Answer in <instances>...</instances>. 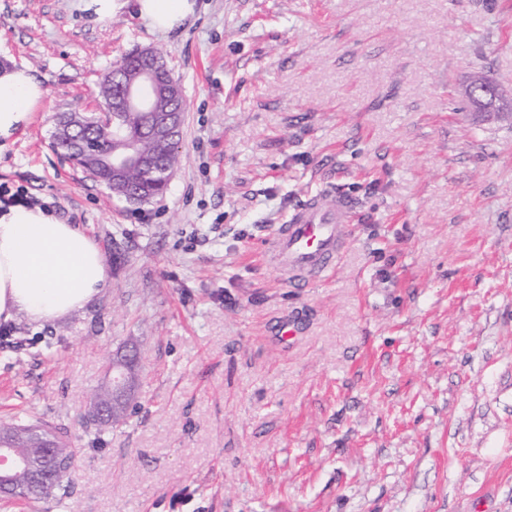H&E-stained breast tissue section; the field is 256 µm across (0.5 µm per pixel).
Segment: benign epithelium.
I'll use <instances>...</instances> for the list:
<instances>
[{
    "instance_id": "7a95c632",
    "label": "benign epithelium",
    "mask_w": 512,
    "mask_h": 512,
    "mask_svg": "<svg viewBox=\"0 0 512 512\" xmlns=\"http://www.w3.org/2000/svg\"><path fill=\"white\" fill-rule=\"evenodd\" d=\"M138 56L139 66L134 76H122V91L112 96L110 103L105 106V111L90 115V119L110 126L114 117L123 112L143 110L162 113L161 118L147 131V137L154 143L153 153L144 154L135 149L127 152L119 147L103 149L93 140L80 139L74 135V130L79 124L67 114L58 117L52 134L53 143H65L88 162L109 169L112 172V182H106L104 186L110 191L117 186L124 187L126 199L133 205L143 203V198L139 191L123 181L126 171L131 167L155 171L156 158L168 154L177 141L183 118V89L167 68L162 66L160 53L152 48H144L139 50ZM463 92L467 98L477 103L487 98L505 103V91L498 85L488 84L482 75L473 76ZM138 362L137 350L128 345L122 346L113 357L106 375L105 385L112 392V400H91L84 416L91 421L106 420L115 407L132 397L136 389L135 370ZM21 472L32 474L38 482L49 483L55 479L50 470L39 469L38 465L27 458L15 457L11 448L1 445L0 492L10 489Z\"/></svg>"
}]
</instances>
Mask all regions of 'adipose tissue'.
Returning a JSON list of instances; mask_svg holds the SVG:
<instances>
[{"label":"adipose tissue","mask_w":512,"mask_h":512,"mask_svg":"<svg viewBox=\"0 0 512 512\" xmlns=\"http://www.w3.org/2000/svg\"><path fill=\"white\" fill-rule=\"evenodd\" d=\"M128 5L159 31L180 26L194 11L192 0H84L100 18ZM45 95L28 69L0 68V143H11L30 123ZM108 284L98 247L73 225L37 205L0 208V320L51 322L83 309Z\"/></svg>","instance_id":"1"}]
</instances>
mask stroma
I'll return each instance as SVG.
<instances>
[{
  "label": "stroma",
  "instance_id": "stroma-1",
  "mask_svg": "<svg viewBox=\"0 0 512 512\" xmlns=\"http://www.w3.org/2000/svg\"><path fill=\"white\" fill-rule=\"evenodd\" d=\"M164 53L186 108L162 197L130 205L57 156L122 55ZM46 91L0 152L100 249L78 313L0 339V420L78 450L67 495L0 512H512V0H195L182 26L0 0V65ZM356 208L334 270L292 286L267 240L310 196ZM294 334H279L282 321ZM140 408L81 425L122 341ZM463 92L468 99L474 100L479 103L487 98H492L499 103L505 104L510 101H505L501 96L506 97L505 91L499 85H489L482 75H474L470 82L464 87Z\"/></svg>",
  "mask_w": 512,
  "mask_h": 512
}]
</instances>
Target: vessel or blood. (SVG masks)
Returning a JSON list of instances; mask_svg holds the SVG:
<instances>
[{"label": "vessel or blood", "instance_id": "vessel-or-blood-1", "mask_svg": "<svg viewBox=\"0 0 512 512\" xmlns=\"http://www.w3.org/2000/svg\"><path fill=\"white\" fill-rule=\"evenodd\" d=\"M352 209L347 197L327 199L317 194L274 233L267 250L293 284L332 271L346 244L345 224Z\"/></svg>", "mask_w": 512, "mask_h": 512}]
</instances>
